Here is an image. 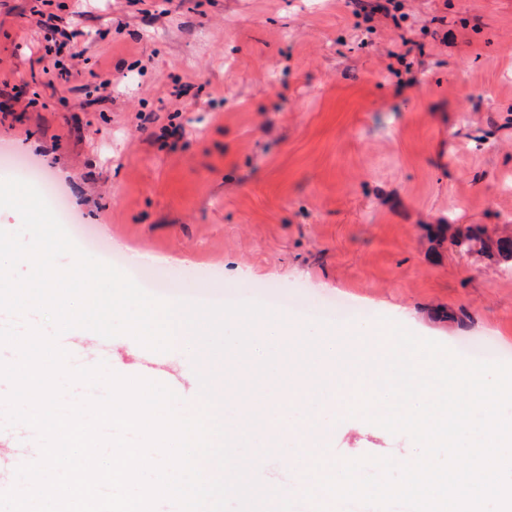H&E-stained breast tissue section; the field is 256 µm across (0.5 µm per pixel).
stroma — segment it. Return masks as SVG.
<instances>
[{
	"label": "stroma",
	"instance_id": "1",
	"mask_svg": "<svg viewBox=\"0 0 512 512\" xmlns=\"http://www.w3.org/2000/svg\"><path fill=\"white\" fill-rule=\"evenodd\" d=\"M365 35L347 0H0V152L32 159L79 229L230 303L287 297L333 331L386 317L461 355L512 362V273L458 254L438 224L512 226V0H402ZM423 44L401 77L402 39ZM83 51L79 75L49 81ZM110 78L91 91L92 73ZM345 301L363 317L340 318ZM80 362L171 387L199 407L193 359L93 332ZM416 447L360 419L335 459Z\"/></svg>",
	"mask_w": 512,
	"mask_h": 512
}]
</instances>
